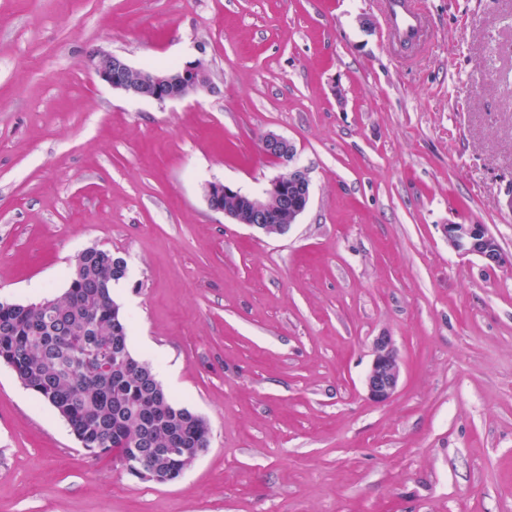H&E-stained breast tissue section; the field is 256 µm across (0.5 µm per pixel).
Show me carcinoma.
<instances>
[{
    "label": "carcinoma",
    "mask_w": 512,
    "mask_h": 512,
    "mask_svg": "<svg viewBox=\"0 0 512 512\" xmlns=\"http://www.w3.org/2000/svg\"><path fill=\"white\" fill-rule=\"evenodd\" d=\"M112 252L77 255L66 292L21 304L0 303V363L66 421L94 457L120 448L134 453L137 437L152 448H207L206 420L177 404L127 343V323L112 296ZM176 478L185 455L146 456Z\"/></svg>",
    "instance_id": "carcinoma-1"
}]
</instances>
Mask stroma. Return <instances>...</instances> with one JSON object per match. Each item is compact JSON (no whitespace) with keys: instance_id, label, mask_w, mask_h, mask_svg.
Listing matches in <instances>:
<instances>
[{"instance_id":"stroma-1","label":"stroma","mask_w":512,"mask_h":512,"mask_svg":"<svg viewBox=\"0 0 512 512\" xmlns=\"http://www.w3.org/2000/svg\"><path fill=\"white\" fill-rule=\"evenodd\" d=\"M419 2L404 53L381 0H0V302L123 256L132 354L211 428L178 480L142 481L1 363L0 512H512V268L442 233L484 224L512 254V0ZM95 48L200 58L210 85L132 98ZM268 131L311 179L279 236L204 198L283 173ZM382 333L403 375L377 403ZM402 377V363L391 336L380 335L373 341V359L365 377L370 399L377 403L391 400Z\"/></svg>"}]
</instances>
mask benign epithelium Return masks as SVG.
Here are the masks:
<instances>
[{
	"label": "benign epithelium",
	"instance_id": "7a95c632",
	"mask_svg": "<svg viewBox=\"0 0 512 512\" xmlns=\"http://www.w3.org/2000/svg\"><path fill=\"white\" fill-rule=\"evenodd\" d=\"M86 65L113 89L159 103L183 100L209 85V74L201 59L185 62L168 71H155L134 67L119 56L97 49L87 55ZM262 148L268 157L287 167L285 173L271 181L263 195H249L221 181H211L204 186V198L212 211L224 214L235 224H244L265 234L283 235L309 205L310 177L307 169L294 164L295 148L288 139L267 132L262 138ZM225 196L237 198L239 206L232 210L217 206ZM270 198L280 200L288 210V223H273L272 211L267 204ZM442 231L448 246L459 255L476 256L491 268L512 266V257L505 255L486 225L445 224ZM401 377L402 363L392 338L376 337L373 359L365 377L369 398L376 403L391 400L398 392ZM112 461L140 480L157 485L173 482L165 470L145 467L139 459L126 457L118 448L112 451Z\"/></svg>",
	"mask_w": 512,
	"mask_h": 512
}]
</instances>
